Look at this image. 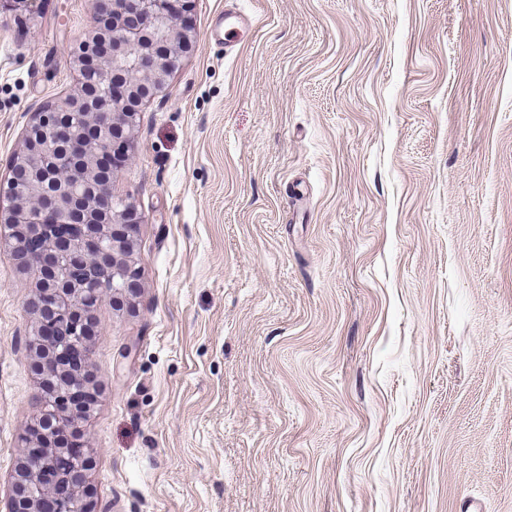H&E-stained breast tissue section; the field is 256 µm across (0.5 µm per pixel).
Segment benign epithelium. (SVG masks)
<instances>
[{
  "label": "benign epithelium",
  "instance_id": "7a95c632",
  "mask_svg": "<svg viewBox=\"0 0 512 512\" xmlns=\"http://www.w3.org/2000/svg\"><path fill=\"white\" fill-rule=\"evenodd\" d=\"M188 0H91L93 24L83 46L112 43V52L89 72L80 54L73 62L78 91L34 113L11 176L0 182V196L12 205L0 210V249H11L43 279L30 306L39 314L31 339L37 358L40 394L38 421L43 439L87 416L90 408L64 411L59 403L85 379L72 369L86 361L98 327L86 321L104 299L121 306L134 296L140 270L135 262L134 234L139 224L135 204L112 194V180L99 181V165H128L135 146L129 132L144 103L164 95L182 60L195 48L193 30L181 20ZM56 154L48 173L52 187L36 176L35 165L47 148ZM64 446L36 451L20 449L21 464L12 478L7 512H39L35 478L49 475L50 487L78 494L80 512H93L90 482L93 456L85 448L64 471L54 465Z\"/></svg>",
  "mask_w": 512,
  "mask_h": 512
}]
</instances>
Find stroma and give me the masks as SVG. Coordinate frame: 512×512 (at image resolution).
I'll list each match as a JSON object with an SVG mask.
<instances>
[{"mask_svg":"<svg viewBox=\"0 0 512 512\" xmlns=\"http://www.w3.org/2000/svg\"><path fill=\"white\" fill-rule=\"evenodd\" d=\"M112 179L131 307L94 308L95 512H512V0H238ZM89 0L0 9V179ZM0 250V512L37 389ZM249 23L250 18L247 15L235 9H226L224 16L212 25L211 37L216 43L224 45V52L229 54L237 44L232 34L242 33Z\"/></svg>","mask_w":512,"mask_h":512,"instance_id":"obj_1","label":"stroma"}]
</instances>
